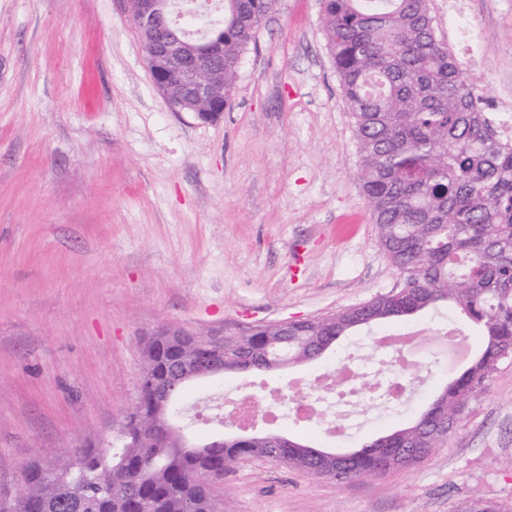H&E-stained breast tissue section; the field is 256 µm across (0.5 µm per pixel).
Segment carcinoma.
I'll return each mask as SVG.
<instances>
[{
  "instance_id": "1",
  "label": "carcinoma",
  "mask_w": 512,
  "mask_h": 512,
  "mask_svg": "<svg viewBox=\"0 0 512 512\" xmlns=\"http://www.w3.org/2000/svg\"><path fill=\"white\" fill-rule=\"evenodd\" d=\"M275 0H224V13L200 36L157 20L138 31L147 66L155 44L180 35L195 42L224 38L228 86L237 77L252 30ZM322 26L343 96L354 120L359 165L356 178L367 197L379 239L401 288L359 307L288 328L272 347L261 331L224 337V372L278 371L306 362L353 330L417 315L440 303L481 327L482 343L461 374L403 435H381L354 451L338 479L371 478L393 470L404 448L430 455L458 422L465 403L481 394L497 364L512 354V140L500 135L477 107L471 75L436 34L429 0H324ZM192 338L153 336L142 350L136 409L128 425L152 429L155 390L167 362ZM176 390L168 420L176 431L184 417ZM320 449L288 445L272 461L316 474ZM265 454L260 441H224L221 448L190 452L175 434L153 442L126 436L78 448L60 468L34 460L23 470L26 489L0 495V512H223L217 483L244 457Z\"/></svg>"
}]
</instances>
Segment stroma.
<instances>
[{"mask_svg":"<svg viewBox=\"0 0 512 512\" xmlns=\"http://www.w3.org/2000/svg\"><path fill=\"white\" fill-rule=\"evenodd\" d=\"M489 111L512 113V0H468ZM322 0H277L240 61L222 118L171 111L120 0H0V491L35 458L119 445L144 342L157 331L239 335L322 317L398 289L356 179L354 126L321 25ZM477 326L447 305L360 327L319 359L187 388L196 412L254 385L357 366L380 331ZM424 383L343 430L255 420L351 451L405 424L460 373L422 356ZM512 357L424 460L347 482L263 459L228 472L224 512H512Z\"/></svg>","mask_w":512,"mask_h":512,"instance_id":"1","label":"stroma"}]
</instances>
